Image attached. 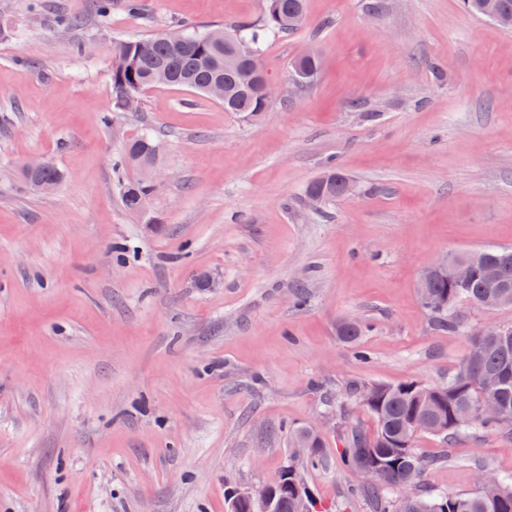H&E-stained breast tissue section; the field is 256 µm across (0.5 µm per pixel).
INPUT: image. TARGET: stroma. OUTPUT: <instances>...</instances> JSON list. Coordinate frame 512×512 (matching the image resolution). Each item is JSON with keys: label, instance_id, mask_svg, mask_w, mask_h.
<instances>
[{"label": "stroma", "instance_id": "35a3bbf8", "mask_svg": "<svg viewBox=\"0 0 512 512\" xmlns=\"http://www.w3.org/2000/svg\"><path fill=\"white\" fill-rule=\"evenodd\" d=\"M142 3L112 0L104 20L97 0H0V512H226L315 423L317 505L369 512L344 499L326 399L352 380L446 381L471 333L512 324V306L471 307L469 335L438 331L417 294L442 254L512 247V29L460 0H307L301 29L266 47L280 96L258 120L165 86L116 112L120 42L264 9ZM308 47L321 73L297 90ZM147 129L167 179L136 216L118 182L134 170L114 164ZM31 158L63 182L29 190ZM332 162L361 194L310 210ZM351 317L371 325L357 349L336 335ZM447 450L424 489L476 492V461L512 473L498 435Z\"/></svg>", "mask_w": 512, "mask_h": 512}]
</instances>
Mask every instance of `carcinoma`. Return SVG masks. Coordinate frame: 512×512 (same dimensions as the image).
<instances>
[{"label":"carcinoma","mask_w":512,"mask_h":512,"mask_svg":"<svg viewBox=\"0 0 512 512\" xmlns=\"http://www.w3.org/2000/svg\"><path fill=\"white\" fill-rule=\"evenodd\" d=\"M470 14L485 17V11H510L512 0H462ZM305 15V0H265L264 13L257 23H244L226 28L228 40L214 42L210 31L194 26L181 27L183 41L170 45L163 34L126 40L117 52L124 61L112 67V111L133 112L139 108L141 96L156 86L153 75L156 66L165 64L172 72L173 87L206 94L205 87L215 79L224 82V111L256 119L273 106L258 88H241L237 65L249 62L263 69L260 60L264 46L277 37L296 30ZM321 69V57L295 59L291 70L295 76L310 83ZM158 142L150 133L129 140L121 164L127 166L150 160ZM345 173L334 165L305 189L325 198L330 205L344 198L342 178ZM121 200L126 210L134 213L150 195V184L141 177L120 182ZM482 259L499 268L496 284H486L475 276L463 256H454V268L448 275L436 279L427 296H419L420 304L439 330L462 333L466 329L464 308L487 303L493 309L512 306V248L489 247L480 250ZM505 336H474L471 349L458 370L448 381L427 385L416 380L398 384H364L353 382L336 404L352 402L366 412L374 429L366 432L360 423L344 422L340 438L342 455L350 471L374 474L378 483L363 486L351 482L347 496L363 497L371 512H512V475L500 477L491 490L475 494H431L415 491L411 480L415 471L426 473L449 461L447 454L423 456L415 441L421 433L450 445L466 434H500L512 436V325H504ZM370 331L362 319L337 326V336L349 345H357ZM500 375L501 383L491 389L484 384L488 375ZM487 400L499 402L504 413L487 419L480 412ZM290 447L307 448L303 458L288 456L275 488L276 512H294V488L306 487L298 462L305 460L313 467L326 465V455L320 438L306 429L293 431ZM404 489L412 493L403 495Z\"/></svg>","instance_id":"cac0c4a2"}]
</instances>
